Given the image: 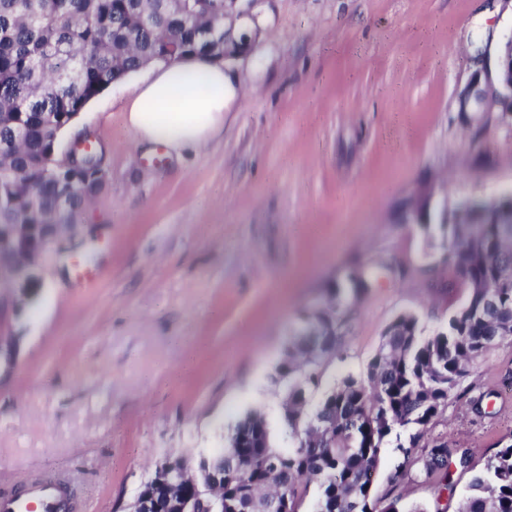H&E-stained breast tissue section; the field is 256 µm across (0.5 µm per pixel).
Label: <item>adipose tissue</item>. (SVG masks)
<instances>
[{
	"mask_svg": "<svg viewBox=\"0 0 512 512\" xmlns=\"http://www.w3.org/2000/svg\"><path fill=\"white\" fill-rule=\"evenodd\" d=\"M234 95L223 63L188 56L155 65L133 87L126 125L139 144L197 149L222 133Z\"/></svg>",
	"mask_w": 512,
	"mask_h": 512,
	"instance_id": "ef3b65f1",
	"label": "adipose tissue"
}]
</instances>
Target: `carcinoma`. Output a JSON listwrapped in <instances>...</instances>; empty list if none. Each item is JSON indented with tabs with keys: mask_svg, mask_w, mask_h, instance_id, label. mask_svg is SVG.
Masks as SVG:
<instances>
[{
	"mask_svg": "<svg viewBox=\"0 0 512 512\" xmlns=\"http://www.w3.org/2000/svg\"><path fill=\"white\" fill-rule=\"evenodd\" d=\"M224 36L222 0H0V167L11 180L0 184L6 223L23 224L38 205L47 211L54 181L42 165L54 131L93 94L160 56L169 44L185 50L205 36ZM98 193L75 190L71 212L79 215ZM445 262L471 288L448 329L424 337L418 319L399 315L385 329L366 376L341 379L312 416L305 394L318 388L320 367L338 351L360 295L374 278L353 276L352 299L333 289L336 304L307 318L324 323L323 336H298L277 367L287 384L281 426L291 441L274 446L263 417L249 413L235 424L224 449V512H260L269 501L288 499L302 512L309 486L315 512H370L382 448L402 450L392 480L415 471L450 480L444 444L416 457L412 449L448 406L469 367L512 337V225L496 224L479 209L454 211L442 225ZM415 429L409 445L401 430ZM460 512H512V443L493 452L469 486Z\"/></svg>",
	"mask_w": 512,
	"mask_h": 512,
	"instance_id": "obj_1",
	"label": "carcinoma"
}]
</instances>
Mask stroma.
I'll return each mask as SVG.
<instances>
[{
  "mask_svg": "<svg viewBox=\"0 0 512 512\" xmlns=\"http://www.w3.org/2000/svg\"><path fill=\"white\" fill-rule=\"evenodd\" d=\"M512 31V0H265L252 54L226 64L237 94L224 132L174 154L138 146L129 82L79 114L106 179L65 256L21 310L0 316L16 368L0 381V498L60 475L73 512H130L165 458L225 448L240 417L264 416L273 444L286 394L275 379L289 334L358 266V301L314 410L362 377L399 314L446 330L470 288L439 261L456 198L512 191V123L461 113L475 56ZM447 444L451 484H373L405 512H458L496 444L512 443V339L476 362L421 440Z\"/></svg>",
  "mask_w": 512,
  "mask_h": 512,
  "instance_id": "stroma-1",
  "label": "stroma"
}]
</instances>
